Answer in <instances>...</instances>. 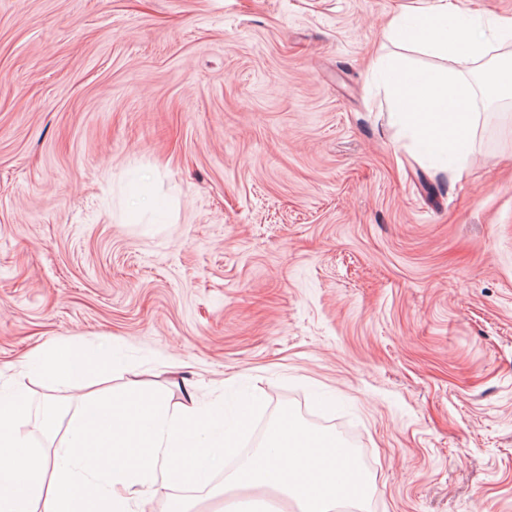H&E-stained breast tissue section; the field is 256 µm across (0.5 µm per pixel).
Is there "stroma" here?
Returning a JSON list of instances; mask_svg holds the SVG:
<instances>
[{
	"label": "stroma",
	"instance_id": "obj_1",
	"mask_svg": "<svg viewBox=\"0 0 512 512\" xmlns=\"http://www.w3.org/2000/svg\"><path fill=\"white\" fill-rule=\"evenodd\" d=\"M411 0H0V388L102 353L176 406L287 404L374 479L346 512H512V97L461 169L418 154L371 69ZM139 512H211L147 485Z\"/></svg>",
	"mask_w": 512,
	"mask_h": 512
}]
</instances>
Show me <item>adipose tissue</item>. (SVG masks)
Returning a JSON list of instances; mask_svg holds the SVG:
<instances>
[{"instance_id": "1", "label": "adipose tissue", "mask_w": 512, "mask_h": 512, "mask_svg": "<svg viewBox=\"0 0 512 512\" xmlns=\"http://www.w3.org/2000/svg\"><path fill=\"white\" fill-rule=\"evenodd\" d=\"M39 362L64 388L74 376L92 373L97 367L91 353L75 357L49 352ZM268 439V448L226 478V489L252 500L276 491L294 501L299 512H335L338 501H361L370 494L369 473L348 449L337 444L335 436L311 433L285 416L270 428Z\"/></svg>"}]
</instances>
